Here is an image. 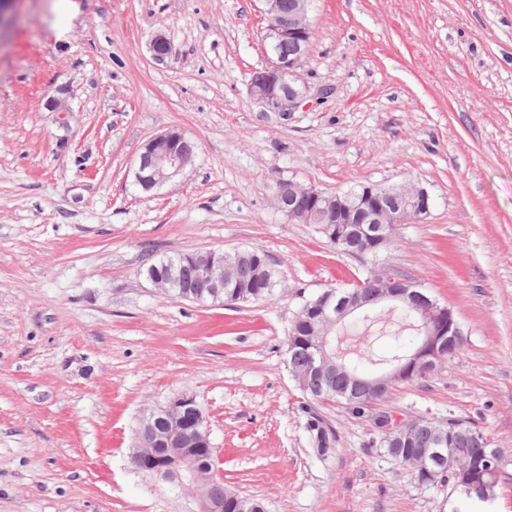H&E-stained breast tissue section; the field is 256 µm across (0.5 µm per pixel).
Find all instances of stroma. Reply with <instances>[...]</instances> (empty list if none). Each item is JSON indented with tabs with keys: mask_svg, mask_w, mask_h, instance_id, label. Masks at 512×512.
Listing matches in <instances>:
<instances>
[{
	"mask_svg": "<svg viewBox=\"0 0 512 512\" xmlns=\"http://www.w3.org/2000/svg\"><path fill=\"white\" fill-rule=\"evenodd\" d=\"M310 18V96L282 115L248 94L259 0H17L0 28V512H196L130 464L179 394L224 483L269 512H512V0H312ZM169 130L194 163L137 190L141 146ZM280 177L426 188L430 215L396 225L384 264L453 309L462 356L363 414L308 401L288 325L366 269L275 209ZM247 247L278 273L272 302L193 303L147 275ZM305 404L336 431L328 459ZM382 414L470 421L508 481L486 503L415 485L379 446Z\"/></svg>",
	"mask_w": 512,
	"mask_h": 512,
	"instance_id": "stroma-1",
	"label": "stroma"
}]
</instances>
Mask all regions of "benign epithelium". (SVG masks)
Here are the masks:
<instances>
[{"label": "benign epithelium", "instance_id": "benign-epithelium-1", "mask_svg": "<svg viewBox=\"0 0 512 512\" xmlns=\"http://www.w3.org/2000/svg\"><path fill=\"white\" fill-rule=\"evenodd\" d=\"M261 12L267 24L263 29L262 42L268 57V65L251 77L248 91L251 99L267 112H295L305 102L308 87L300 83L299 72L310 50L309 19L310 0H292L288 11H283L282 0H260ZM291 40L296 43L294 56L288 58L278 52V47ZM194 156L190 139L179 131H168L150 138L139 154L135 169V183L145 190L160 186L192 165ZM302 196L310 201L313 211L298 214L288 207V200ZM275 208L291 221L309 219L315 215L325 224L333 225L331 234L341 240L366 237L382 244L386 239L384 225L403 224L406 217L422 219L430 213L431 198L426 189L410 187L367 186L351 203L339 194H327L313 187L288 180V189L273 191ZM228 253L222 249H206L189 253L182 267H190L199 284L200 293L214 298L224 297V289L235 286L231 276L224 275V262ZM378 278L381 293L379 301L399 304L415 298L421 313L423 336L409 359L386 370L362 384L376 392H385L393 381L402 378L416 367L428 369L441 358L445 339L458 336L462 328L454 311L436 299L422 293L409 292L411 285L383 271H372ZM181 272L171 267L153 278V283L166 291L175 288ZM370 301L351 293L344 297L334 311H323L313 323L323 326L329 333L335 326L351 315L363 312ZM316 357L312 371L318 375L333 367L327 338L312 343ZM434 447L426 448L421 460L443 458L453 444L448 430L435 426ZM150 431L153 437L150 447L138 448L132 459L141 467L165 480L175 481L188 488H202L216 478L215 461L199 460L202 450L212 446L211 433L204 423L202 410L196 400L188 395H179L167 405L146 416L139 433Z\"/></svg>", "mask_w": 512, "mask_h": 512}]
</instances>
